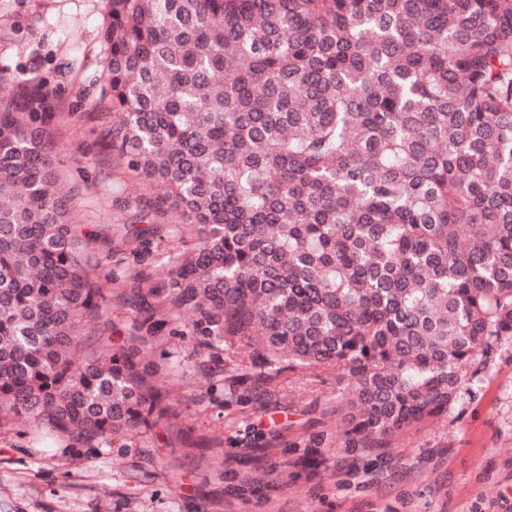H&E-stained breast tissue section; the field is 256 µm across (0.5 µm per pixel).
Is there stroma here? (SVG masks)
<instances>
[{
  "mask_svg": "<svg viewBox=\"0 0 512 512\" xmlns=\"http://www.w3.org/2000/svg\"><path fill=\"white\" fill-rule=\"evenodd\" d=\"M107 0H0V84L55 102L62 179L75 221L111 279L113 347L143 342L172 419L135 440L87 447L0 426V512H512V343L463 382L447 413L372 447L347 445L335 373L233 367L202 346L193 315L149 330L134 285L165 280L197 229L148 231L150 186L106 147L94 110L105 85Z\"/></svg>",
  "mask_w": 512,
  "mask_h": 512,
  "instance_id": "1",
  "label": "stroma"
}]
</instances>
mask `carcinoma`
Wrapping results in <instances>:
<instances>
[{
  "label": "carcinoma",
  "instance_id": "obj_1",
  "mask_svg": "<svg viewBox=\"0 0 512 512\" xmlns=\"http://www.w3.org/2000/svg\"><path fill=\"white\" fill-rule=\"evenodd\" d=\"M108 3L97 118L153 230L198 226L151 324L192 312L233 365L335 371L363 444L447 410L512 340V0ZM51 109L0 90V184L24 188L0 193V405L91 446L171 411L140 350L83 344L112 289Z\"/></svg>",
  "mask_w": 512,
  "mask_h": 512
}]
</instances>
